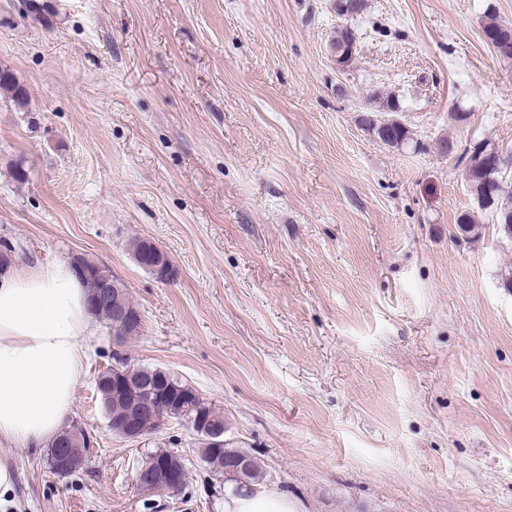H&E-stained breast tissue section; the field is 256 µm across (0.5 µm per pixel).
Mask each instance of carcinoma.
Returning <instances> with one entry per match:
<instances>
[{
  "mask_svg": "<svg viewBox=\"0 0 512 512\" xmlns=\"http://www.w3.org/2000/svg\"><path fill=\"white\" fill-rule=\"evenodd\" d=\"M365 9V0H334L336 15L343 20L353 18ZM483 33L494 37L501 33L512 35V26L504 24L498 17L489 13L483 25ZM330 54L342 52L348 57L355 51V38L352 28L342 24L336 28L329 43ZM0 90L11 94L13 100L24 104L27 90L17 83L13 75L0 70ZM361 122L384 144L399 147L409 140V130L398 121L391 119L378 121L366 114ZM496 153L487 144L478 142L473 145L471 162L466 169V179L470 192L483 208H490L497 214L498 224L503 234L512 239V222H507L512 214V195H504L502 174L504 169L489 164V157ZM458 233L474 238L481 234V226L476 224L468 212L460 213L456 218ZM103 264L85 257H75L71 269L80 271L78 278L90 296L97 297L90 314L103 320L112 321V297L99 295L97 281L99 269ZM102 406L108 419V427L123 436L127 422L138 413L136 401L154 396L160 410L171 418L185 412L195 421L196 426L210 428L224 425V415L207 404L190 385L171 375L160 367H134L123 373L102 372L97 379ZM70 442L76 448L87 447L88 441L83 429L72 427L57 434L47 446L48 465H53L56 448L63 442ZM198 453L201 460L219 471L233 465L235 459L244 455L238 448L215 447L203 439H198ZM246 490L253 492L263 482L260 466L253 457H248V471L245 474Z\"/></svg>",
  "mask_w": 512,
  "mask_h": 512,
  "instance_id": "1",
  "label": "carcinoma"
}]
</instances>
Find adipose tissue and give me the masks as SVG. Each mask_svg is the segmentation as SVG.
<instances>
[{
  "mask_svg": "<svg viewBox=\"0 0 512 512\" xmlns=\"http://www.w3.org/2000/svg\"><path fill=\"white\" fill-rule=\"evenodd\" d=\"M81 281L56 264L0 275V446L52 440L72 411L90 331ZM224 512H301L283 492L224 488Z\"/></svg>",
  "mask_w": 512,
  "mask_h": 512,
  "instance_id": "adipose-tissue-1",
  "label": "adipose tissue"
}]
</instances>
